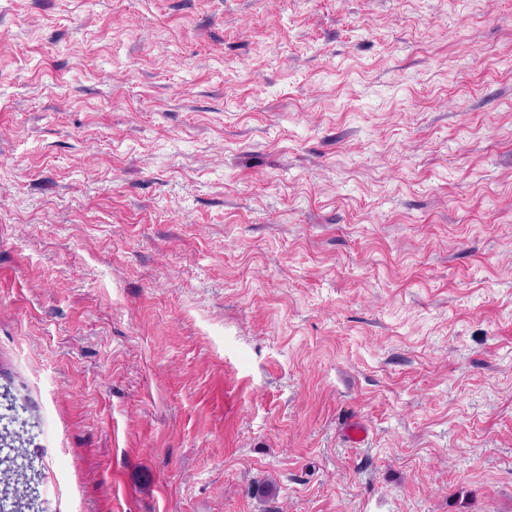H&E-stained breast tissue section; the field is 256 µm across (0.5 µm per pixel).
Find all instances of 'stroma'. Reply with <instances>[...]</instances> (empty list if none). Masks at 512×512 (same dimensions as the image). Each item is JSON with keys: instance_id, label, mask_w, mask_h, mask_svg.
I'll return each mask as SVG.
<instances>
[{"instance_id": "obj_1", "label": "stroma", "mask_w": 512, "mask_h": 512, "mask_svg": "<svg viewBox=\"0 0 512 512\" xmlns=\"http://www.w3.org/2000/svg\"><path fill=\"white\" fill-rule=\"evenodd\" d=\"M23 425L37 512H512V0H0Z\"/></svg>"}]
</instances>
